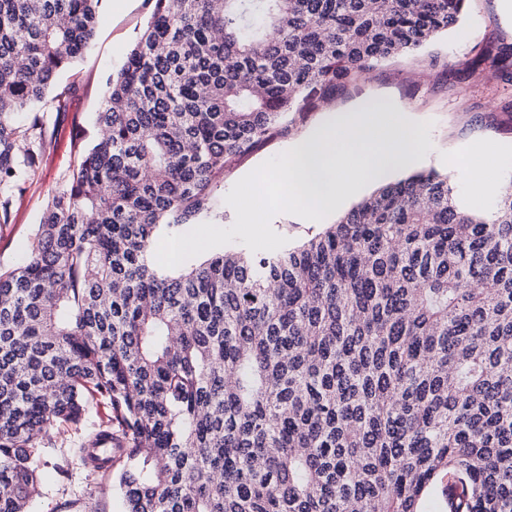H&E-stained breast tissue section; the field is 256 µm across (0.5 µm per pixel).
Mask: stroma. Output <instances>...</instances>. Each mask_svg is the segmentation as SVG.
I'll return each instance as SVG.
<instances>
[{
    "label": "stroma",
    "mask_w": 512,
    "mask_h": 512,
    "mask_svg": "<svg viewBox=\"0 0 512 512\" xmlns=\"http://www.w3.org/2000/svg\"><path fill=\"white\" fill-rule=\"evenodd\" d=\"M153 10L152 0H102L90 48L58 80L81 85L67 111L49 115L53 133L49 149L40 158L27 190L13 199L10 223L0 224V267L23 263L48 196L62 176L77 164L73 133L89 123L107 95L108 79L123 65ZM512 47V17L503 0H466L460 25L418 53L374 66L357 80L338 87L326 106L301 113L288 135L277 136L243 158L224 174L223 192L267 159L289 150L337 114L353 112L370 100L382 99L397 107L404 118L422 131L426 148L413 170H436L448 175L460 203L471 210L491 213L494 195L474 200L465 173L449 170L448 154L480 145L495 157L487 168L496 186L512 183V74L488 78L485 71L459 79L464 62L483 46ZM99 406L77 426L55 428L51 447L36 449L41 471V492L28 512H83L92 504L96 512H123L120 495L110 476L84 468L78 445L108 418Z\"/></svg>",
    "instance_id": "1"
}]
</instances>
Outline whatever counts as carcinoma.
<instances>
[{"instance_id":"obj_1","label":"carcinoma","mask_w":512,"mask_h":512,"mask_svg":"<svg viewBox=\"0 0 512 512\" xmlns=\"http://www.w3.org/2000/svg\"><path fill=\"white\" fill-rule=\"evenodd\" d=\"M153 2L31 257L0 268V512L102 403L80 459L124 512H424L451 486V512H512V183L485 216L413 172L299 247L150 262L159 231L223 223L232 162L464 0ZM98 3L0 0V224Z\"/></svg>"}]
</instances>
